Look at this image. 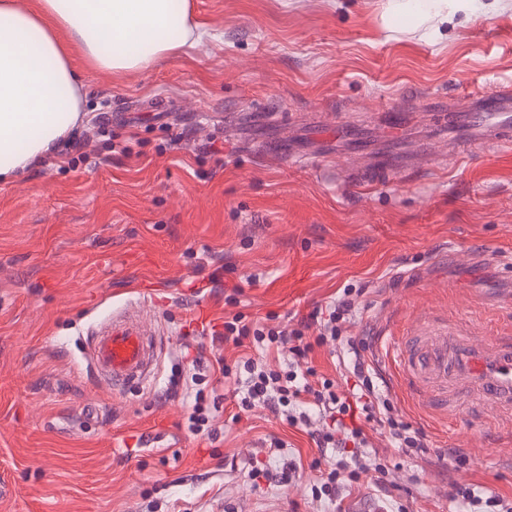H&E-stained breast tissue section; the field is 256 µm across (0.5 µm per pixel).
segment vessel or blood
<instances>
[{
  "label": "vessel or blood",
  "instance_id": "vessel-or-blood-1",
  "mask_svg": "<svg viewBox=\"0 0 512 512\" xmlns=\"http://www.w3.org/2000/svg\"><path fill=\"white\" fill-rule=\"evenodd\" d=\"M437 126L446 128L459 155L477 145H507L512 129V86L470 92L462 103H434ZM416 154H381L371 164L375 175L415 167ZM380 345L400 382L425 397L426 408L442 416L457 404L479 399L497 416L512 419V336H480L467 324H449L433 314L418 335L383 334ZM157 344L152 332L132 316H112L93 327L86 366L115 389L144 385L151 376Z\"/></svg>",
  "mask_w": 512,
  "mask_h": 512
}]
</instances>
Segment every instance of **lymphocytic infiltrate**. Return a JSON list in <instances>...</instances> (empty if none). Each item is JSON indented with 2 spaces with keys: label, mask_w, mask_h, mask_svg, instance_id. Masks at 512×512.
<instances>
[{
  "label": "lymphocytic infiltrate",
  "mask_w": 512,
  "mask_h": 512,
  "mask_svg": "<svg viewBox=\"0 0 512 512\" xmlns=\"http://www.w3.org/2000/svg\"><path fill=\"white\" fill-rule=\"evenodd\" d=\"M354 309L355 302L346 292L334 302L315 308L292 329L249 320L238 313L225 320L224 330L217 336L218 341L254 350L253 355L241 357L232 365L224 357L215 359L214 373L241 389L238 409L260 405L285 417L292 426L306 423L309 410L318 409L326 426L315 435L317 448L349 450L348 461L340 460L326 468L320 460H313V467L322 470L319 484L312 487L316 495L331 497L340 484L356 482L362 465L359 451L368 445L364 422H376L403 454L416 455L427 448L423 431L395 416L392 403L377 392L372 369L361 352L353 354L350 372L354 382L344 394L337 393L335 380L312 366L317 347L330 339L346 340ZM315 324L320 332L316 338H308L307 333ZM272 352L287 356L288 370L266 367L263 358Z\"/></svg>",
  "instance_id": "obj_1"
}]
</instances>
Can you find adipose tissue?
Segmentation results:
<instances>
[{"label": "adipose tissue", "mask_w": 512, "mask_h": 512, "mask_svg": "<svg viewBox=\"0 0 512 512\" xmlns=\"http://www.w3.org/2000/svg\"><path fill=\"white\" fill-rule=\"evenodd\" d=\"M448 0H406L390 22L413 30L444 22ZM213 33L190 0H0V181L53 155L82 122L79 49L115 74L141 71Z\"/></svg>", "instance_id": "adipose-tissue-1"}]
</instances>
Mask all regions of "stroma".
Wrapping results in <instances>:
<instances>
[{
    "label": "stroma",
    "instance_id": "35a3bbf8",
    "mask_svg": "<svg viewBox=\"0 0 512 512\" xmlns=\"http://www.w3.org/2000/svg\"><path fill=\"white\" fill-rule=\"evenodd\" d=\"M389 0H194L219 40L111 76L73 63L86 112L74 145L0 184V512H455V483L512 495V422L470 401L439 420L380 348L437 311L480 335L512 333V146L464 160L429 124L432 95L512 83V0L479 15L448 5L418 36L388 26ZM406 111L376 138L383 110ZM354 123L342 144L319 130ZM427 144L422 170L355 184L367 153ZM131 143L134 157L119 144ZM294 154L308 161L291 163ZM357 289L351 341L428 440L404 456L376 423L361 473L313 497L324 421L293 428L224 399L216 439L191 435L185 353L237 358L210 329L236 313L295 326ZM149 306L165 354L149 387L112 389L83 358L88 329ZM284 446L267 453L265 440ZM467 458L454 470L449 453ZM305 467L277 480L284 463ZM268 469L255 477L254 468Z\"/></svg>",
    "mask_w": 512,
    "mask_h": 512
}]
</instances>
